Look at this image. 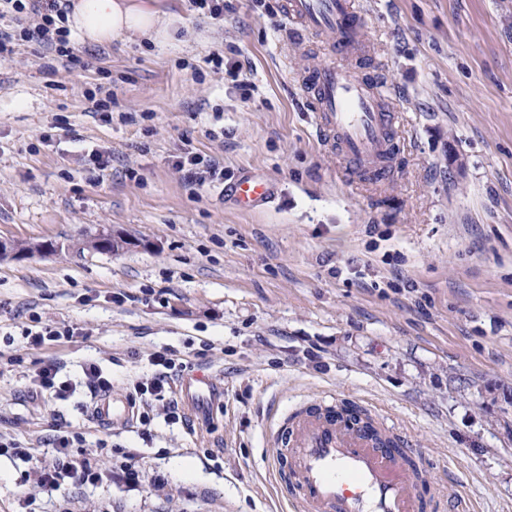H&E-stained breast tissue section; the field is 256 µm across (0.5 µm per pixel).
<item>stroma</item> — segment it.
Here are the masks:
<instances>
[{
    "label": "stroma",
    "instance_id": "1",
    "mask_svg": "<svg viewBox=\"0 0 512 512\" xmlns=\"http://www.w3.org/2000/svg\"><path fill=\"white\" fill-rule=\"evenodd\" d=\"M150 2L173 17L165 42L79 40L67 69L34 41L0 57V442L36 451L0 456V512H278L268 404L286 415L325 392L428 449L424 479H453L455 510L512 512V0H360L352 65L405 138L380 200L318 136L299 74L330 42L287 37L284 0H231L220 25L190 0ZM99 88L108 123L85 96ZM190 152L277 197L244 212L221 184L187 186ZM102 232L125 246L86 248ZM37 321L81 333L23 349ZM165 350L222 398L183 422L157 401L149 424L102 427L84 390L34 392L37 361L75 381L93 361L125 399ZM62 431L135 454L145 482L127 487L103 454L100 481L43 490L33 468Z\"/></svg>",
    "mask_w": 512,
    "mask_h": 512
}]
</instances>
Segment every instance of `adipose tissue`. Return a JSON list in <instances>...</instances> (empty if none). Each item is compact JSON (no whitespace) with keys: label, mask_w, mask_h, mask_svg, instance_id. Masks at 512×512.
<instances>
[{"label":"adipose tissue","mask_w":512,"mask_h":512,"mask_svg":"<svg viewBox=\"0 0 512 512\" xmlns=\"http://www.w3.org/2000/svg\"><path fill=\"white\" fill-rule=\"evenodd\" d=\"M170 25L169 15L141 0H72L68 26L89 44L115 40L162 41Z\"/></svg>","instance_id":"1"}]
</instances>
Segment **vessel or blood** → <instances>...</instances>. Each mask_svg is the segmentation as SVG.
I'll list each match as a JSON object with an SVG mask.
<instances>
[{
    "label": "vessel or blood",
    "mask_w": 512,
    "mask_h": 512,
    "mask_svg": "<svg viewBox=\"0 0 512 512\" xmlns=\"http://www.w3.org/2000/svg\"><path fill=\"white\" fill-rule=\"evenodd\" d=\"M294 33L329 36L338 59L309 65L302 83L320 134L346 171L359 182L384 187L390 161L399 152L400 120L376 82L358 76L349 63L365 48L363 17L353 0H285ZM239 209L250 211L275 198L271 180L245 175L225 188ZM179 392L195 412L216 395L204 375L181 379ZM128 402L100 397L90 416L98 424L129 422ZM277 493L290 512H445L451 485L422 492L425 449L397 434L388 417L370 424L365 415L339 408L321 394L267 432Z\"/></svg>",
    "instance_id": "vessel-or-blood-1"
}]
</instances>
